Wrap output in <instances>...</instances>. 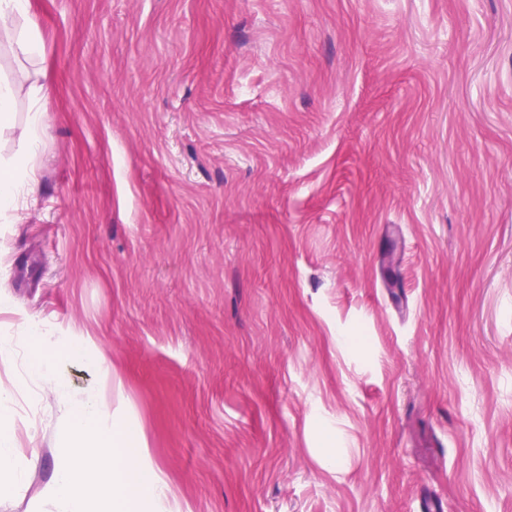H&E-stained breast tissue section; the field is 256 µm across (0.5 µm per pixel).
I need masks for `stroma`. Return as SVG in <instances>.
<instances>
[{
	"instance_id": "obj_1",
	"label": "stroma",
	"mask_w": 512,
	"mask_h": 512,
	"mask_svg": "<svg viewBox=\"0 0 512 512\" xmlns=\"http://www.w3.org/2000/svg\"><path fill=\"white\" fill-rule=\"evenodd\" d=\"M48 86L0 337H84L163 512H512V0H31ZM53 512L56 392L0 361Z\"/></svg>"
}]
</instances>
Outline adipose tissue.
Segmentation results:
<instances>
[{
  "label": "adipose tissue",
  "mask_w": 512,
  "mask_h": 512,
  "mask_svg": "<svg viewBox=\"0 0 512 512\" xmlns=\"http://www.w3.org/2000/svg\"><path fill=\"white\" fill-rule=\"evenodd\" d=\"M29 0H0V30L12 31L16 18L29 15ZM16 51L28 58L41 55L42 36L34 23L28 22L19 31H13ZM47 91L41 84H33L29 91L30 110L21 131L24 153L20 160L0 162V214L16 209V198L21 190L33 189L32 161L34 150L44 129V114L40 108ZM13 392L0 385V467L5 468L6 478L0 482V494H11L21 488L27 475L26 468L19 465L12 425L10 403Z\"/></svg>",
  "instance_id": "1"
}]
</instances>
